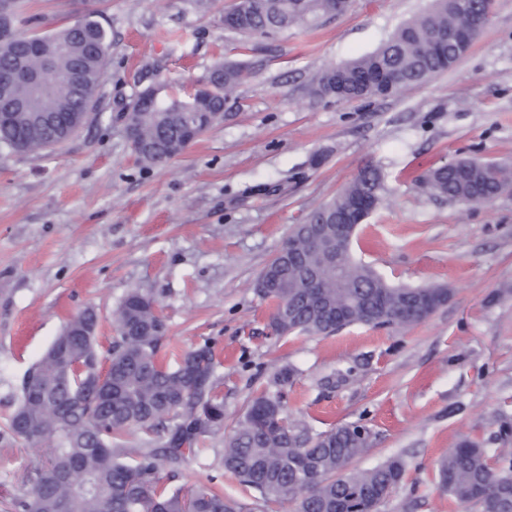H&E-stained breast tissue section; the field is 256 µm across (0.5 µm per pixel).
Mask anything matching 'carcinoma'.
Segmentation results:
<instances>
[{
    "instance_id": "1",
    "label": "carcinoma",
    "mask_w": 512,
    "mask_h": 512,
    "mask_svg": "<svg viewBox=\"0 0 512 512\" xmlns=\"http://www.w3.org/2000/svg\"><path fill=\"white\" fill-rule=\"evenodd\" d=\"M494 0H434L430 11L401 24L377 50L326 68L313 93L341 101L387 96L447 71L460 58L448 32L467 30L475 17L488 14ZM98 11L76 28L50 32L33 29L25 0H0V112L13 102L11 45L31 48L27 65L44 72L43 91L34 109L65 118L26 130L18 120H0V146L31 153L73 136L97 106L105 71L109 34ZM336 14V0H257L243 24L232 31L268 37L293 27L313 26ZM79 71L78 86L69 74ZM213 85L185 96L156 98L145 104L134 96L133 113L140 142L133 149L145 166L172 158L169 146L185 151L224 119V90L247 77L241 63H219L210 72ZM426 184L436 195L462 204L489 202L512 194V168L493 160L461 159L430 171ZM383 180L368 166L333 200L310 211L294 225L288 240L296 260L277 253L262 273L279 279L277 288H258L276 302L271 327L276 335H331L351 325L411 327L424 321L409 307L420 296L436 310L448 301L444 286L395 287L369 265L356 260L352 242L337 265L308 247L312 225L329 235L336 225L361 224L382 200ZM314 273L323 288L313 294L306 279ZM116 336L101 362L94 336L59 335L20 381V400L1 439L41 448L42 469L30 490L13 501V512H239L240 506L208 488L183 492L168 479L179 475L195 446L224 429V397L217 392L210 343L183 352L170 363L161 357L167 325L155 299L128 293L112 312ZM291 369L273 375L256 395L224 443L220 460L263 502L288 497L296 512H376L383 492L395 489L405 473L400 458L365 470L351 468L369 447L357 428L332 427L311 435L290 421L283 388ZM138 431L142 446L130 448L125 435ZM439 485L465 509L512 512V455H491L465 439L439 460Z\"/></svg>"
}]
</instances>
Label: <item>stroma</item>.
Returning <instances> with one entry per match:
<instances>
[{"label":"stroma","instance_id":"1","mask_svg":"<svg viewBox=\"0 0 512 512\" xmlns=\"http://www.w3.org/2000/svg\"><path fill=\"white\" fill-rule=\"evenodd\" d=\"M233 0H106L110 46L99 108L71 139L19 154L0 147V418L18 384L73 315L94 308L109 347L112 312L133 290L156 299L163 354L210 342L224 429L207 437L171 484L210 487L244 512L263 504L219 463L249 399L293 368L289 416L310 433L358 423L370 447L354 468L406 461L379 512H461L436 463L470 438L512 447V195L461 204L419 176L460 158L512 166V0L450 70L370 101L312 94L324 68L367 54L431 0H354L351 10L272 38L224 27ZM90 0H29L39 30L74 24ZM251 75L232 109L167 164H139L119 118L142 85L190 89L219 63ZM385 185L354 242L357 257L396 286H446L447 303L408 327L352 325L278 337L254 283L293 225L367 165ZM40 453L0 439V512H10Z\"/></svg>","mask_w":512,"mask_h":512}]
</instances>
